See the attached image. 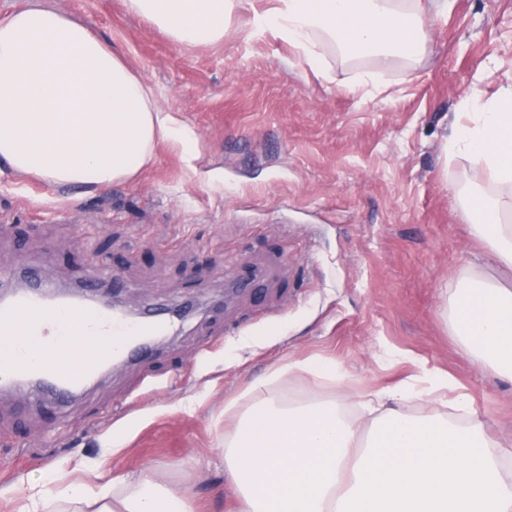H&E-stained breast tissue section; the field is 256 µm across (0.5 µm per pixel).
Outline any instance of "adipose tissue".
Here are the masks:
<instances>
[{
	"label": "adipose tissue",
	"instance_id": "1",
	"mask_svg": "<svg viewBox=\"0 0 512 512\" xmlns=\"http://www.w3.org/2000/svg\"><path fill=\"white\" fill-rule=\"evenodd\" d=\"M178 46L223 41L240 0H124ZM252 34L288 42L309 62L320 37L371 55L410 56L427 35L419 0H254ZM165 139L193 135L127 65L112 42L63 13L29 7L0 18V163L59 186L105 189L134 178ZM512 185V88L463 115L448 146ZM473 234L494 270L512 271L506 201L474 195ZM454 329L470 356L512 377V289L487 281L454 292ZM360 415L315 399L255 403L224 441L233 486L225 512H512V451L480 423L459 427L436 404L467 408L447 373L421 370L378 390L348 385ZM425 406L411 417L399 400ZM107 458L29 481L11 512H206L149 470L109 477Z\"/></svg>",
	"mask_w": 512,
	"mask_h": 512
}]
</instances>
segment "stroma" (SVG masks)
Wrapping results in <instances>:
<instances>
[{
    "label": "stroma",
    "mask_w": 512,
    "mask_h": 512,
    "mask_svg": "<svg viewBox=\"0 0 512 512\" xmlns=\"http://www.w3.org/2000/svg\"><path fill=\"white\" fill-rule=\"evenodd\" d=\"M36 5L112 41L197 146L189 159L159 143L137 176L93 192L0 164V270L52 286L117 282L130 307L191 312L158 350L66 403L0 390V512L22 478L109 448L113 474L149 469L224 512L225 409L271 397L359 412L335 381L285 373L296 360L374 388L425 362L473 399L445 417L512 435V379L455 338L449 294L491 274L469 229L471 192L512 188L446 150L457 113L512 87V0H448L408 58L323 43L315 69L236 23L219 43L174 45L124 0H0V17Z\"/></svg>",
    "instance_id": "1"
}]
</instances>
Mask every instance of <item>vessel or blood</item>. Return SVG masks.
<instances>
[{"label":"vessel or blood","mask_w":512,"mask_h":512,"mask_svg":"<svg viewBox=\"0 0 512 512\" xmlns=\"http://www.w3.org/2000/svg\"><path fill=\"white\" fill-rule=\"evenodd\" d=\"M162 318L129 321L120 313L84 302L56 304L47 286L0 301V383H37L67 399L82 390L116 356L137 350L147 336H160Z\"/></svg>","instance_id":"vessel-or-blood-1"}]
</instances>
